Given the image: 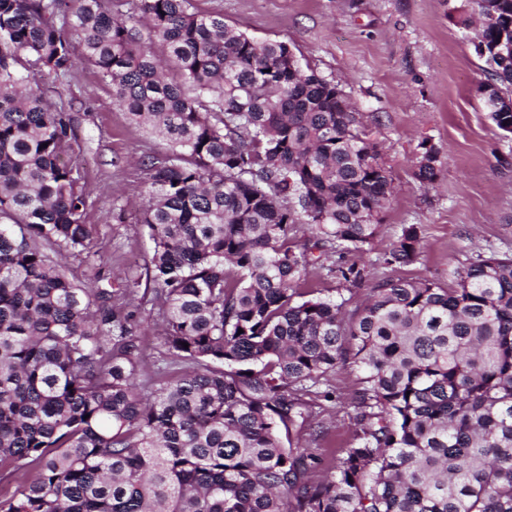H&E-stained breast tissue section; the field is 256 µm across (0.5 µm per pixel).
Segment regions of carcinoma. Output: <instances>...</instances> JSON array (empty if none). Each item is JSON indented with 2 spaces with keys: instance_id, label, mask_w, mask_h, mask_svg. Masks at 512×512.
<instances>
[{
  "instance_id": "carcinoma-1",
  "label": "carcinoma",
  "mask_w": 512,
  "mask_h": 512,
  "mask_svg": "<svg viewBox=\"0 0 512 512\" xmlns=\"http://www.w3.org/2000/svg\"><path fill=\"white\" fill-rule=\"evenodd\" d=\"M484 13L481 93L508 135L512 0ZM288 49L192 0H0V481L19 482L0 512H512V255L453 288L382 278L350 317L300 291L312 265L350 294L366 280L345 255L369 252L394 186L349 95ZM79 63L168 146L144 168L152 256L115 289L63 263L95 228L75 119L42 84ZM441 167L421 143L415 178ZM419 249L405 224L381 262ZM141 288L176 367L157 388L135 383ZM347 363L353 440L324 466L303 436Z\"/></svg>"
}]
</instances>
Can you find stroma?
Segmentation results:
<instances>
[{
  "label": "stroma",
  "instance_id": "stroma-1",
  "mask_svg": "<svg viewBox=\"0 0 512 512\" xmlns=\"http://www.w3.org/2000/svg\"><path fill=\"white\" fill-rule=\"evenodd\" d=\"M193 6L222 14L256 40L288 43L302 64L349 95L381 145L395 187L367 255L369 281L407 278L450 287L477 254H512V135H503L484 108L479 87L487 74L474 50L477 32L459 23L477 10L476 0H193ZM45 94L75 117V160L89 199L84 221L96 229L91 256L68 259L67 275L90 285L98 273L144 270L153 244L140 222L147 202L142 162L165 152L166 143L130 120L90 65L47 82ZM425 139L443 162L432 188L414 177ZM406 224L420 228L418 259L399 269L378 264ZM141 309L149 326L141 334L137 380L159 384L173 368L163 356L157 307L146 302ZM331 383L336 409L320 411L323 431L309 442L326 461L352 441L349 401L358 373L345 367Z\"/></svg>",
  "mask_w": 512,
  "mask_h": 512
}]
</instances>
